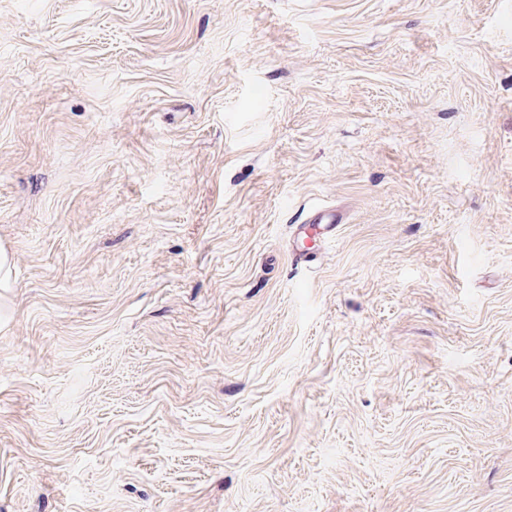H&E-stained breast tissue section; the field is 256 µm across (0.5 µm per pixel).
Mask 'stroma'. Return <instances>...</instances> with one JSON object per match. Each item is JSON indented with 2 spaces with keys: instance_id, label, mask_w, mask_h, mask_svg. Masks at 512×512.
<instances>
[{
  "instance_id": "1",
  "label": "stroma",
  "mask_w": 512,
  "mask_h": 512,
  "mask_svg": "<svg viewBox=\"0 0 512 512\" xmlns=\"http://www.w3.org/2000/svg\"><path fill=\"white\" fill-rule=\"evenodd\" d=\"M0 244V512H512V0H0ZM338 224H345L343 211L335 206H316L308 209L306 218L295 225L290 241V252L301 263L309 262L313 249L306 245L308 241L325 242L335 231Z\"/></svg>"
}]
</instances>
